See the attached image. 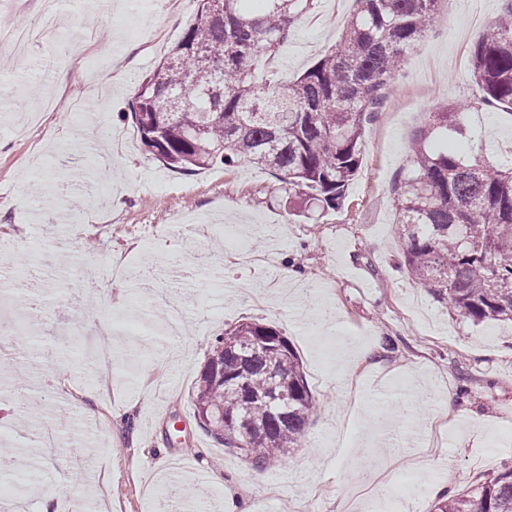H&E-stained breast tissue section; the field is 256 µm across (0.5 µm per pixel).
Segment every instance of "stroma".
<instances>
[{
  "mask_svg": "<svg viewBox=\"0 0 512 512\" xmlns=\"http://www.w3.org/2000/svg\"><path fill=\"white\" fill-rule=\"evenodd\" d=\"M115 2L129 27L100 13L81 58L62 46L82 37L84 0L49 12L42 0H0V19L61 33L0 55V250L18 271L13 298L43 294L15 336L21 348L39 342L37 367L0 363V440L12 449L0 476H42L25 512H42L50 495L67 512H160L147 493L158 480L180 492L173 512H433V486L459 493L499 469L512 456V326L472 324L409 283L390 195L427 111L480 96L469 50L498 0H442L368 130L344 206L316 224L288 215L269 172L242 163L184 174L145 152L132 101L198 3L149 13ZM353 9L316 0L254 80L298 78ZM110 64L103 100L91 83ZM468 123L475 155L512 161V111L472 112ZM288 267L298 281L282 279ZM247 321L288 338L317 403L304 447L262 471L198 427L192 397L215 337ZM23 377L37 380L26 397L40 425L68 422L35 456L13 413ZM419 435L429 463L414 470Z\"/></svg>",
  "mask_w": 512,
  "mask_h": 512,
  "instance_id": "stroma-1",
  "label": "stroma"
}]
</instances>
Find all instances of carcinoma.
<instances>
[{
  "label": "carcinoma",
  "mask_w": 512,
  "mask_h": 512,
  "mask_svg": "<svg viewBox=\"0 0 512 512\" xmlns=\"http://www.w3.org/2000/svg\"><path fill=\"white\" fill-rule=\"evenodd\" d=\"M200 0L195 21L141 82L130 118L145 151L193 172L246 160L280 183L305 220L340 208L369 126L440 0H355L336 46L287 84L253 71L288 41L315 0ZM479 101L429 113L391 193L411 283L475 324L512 325V167L470 158L464 110H512V0L470 48ZM198 426L266 469L303 446L315 408L301 359L275 328L246 322L215 338L194 386ZM435 512H512V456Z\"/></svg>",
  "instance_id": "1"
}]
</instances>
